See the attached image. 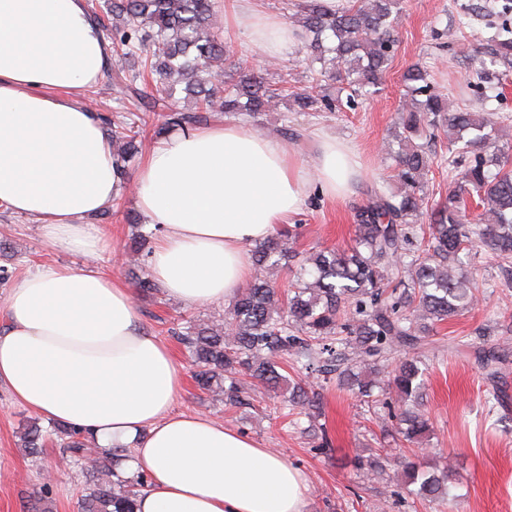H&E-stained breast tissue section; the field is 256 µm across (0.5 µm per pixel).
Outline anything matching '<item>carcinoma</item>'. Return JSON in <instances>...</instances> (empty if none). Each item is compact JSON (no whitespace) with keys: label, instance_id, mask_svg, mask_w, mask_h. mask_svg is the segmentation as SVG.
<instances>
[{"label":"carcinoma","instance_id":"1","mask_svg":"<svg viewBox=\"0 0 512 512\" xmlns=\"http://www.w3.org/2000/svg\"><path fill=\"white\" fill-rule=\"evenodd\" d=\"M214 7V0H100L93 6L118 71L127 69L133 78L154 83V95L128 86L140 111L173 98L178 84L190 99L188 107L170 105L154 128L157 137L203 125L213 112L254 121L277 99L293 102L299 112H340L344 103L352 107L379 91L401 20L400 0H350L336 11L326 9L323 0H306L295 22L308 37L311 80L297 92L284 80H267L213 31ZM489 64L512 65V29L502 28L489 62H481L480 74H494ZM326 81L336 82L339 94L347 92V101L327 94ZM402 85L395 132L383 147L398 190H367L354 211L355 245L304 255L276 236L259 242L250 249L256 268L293 273L287 296L257 274L225 310L224 328L197 323L177 333L196 366L197 384L224 395V405L250 404L242 382L248 376L280 399L281 414L290 423L298 424L293 415L300 408L310 427H316L318 396L308 392L303 379L285 374L300 364L357 393L364 404L388 411L397 421L398 440L415 444L429 431L420 410L425 338L478 301V289L460 254L483 250L512 258V145L496 135L494 114L450 108L425 64L407 67ZM141 136L136 119L125 117L113 124L112 144L122 177L126 163L139 153ZM439 143L448 164L461 172L426 213V183L441 158L435 150ZM471 205L477 211L473 219ZM425 213L428 224L423 225L419 218ZM395 354L400 358L382 386L354 371L359 364L378 374ZM477 359L487 379L495 380L502 363L499 352L482 348ZM50 442L80 465L92 484L79 499V512H136L147 478L124 480L114 471L129 449L101 448L74 427L53 423L45 428L37 419L20 435V448L31 458L41 457ZM402 469L416 498L448 500V468L436 472L407 461Z\"/></svg>","mask_w":512,"mask_h":512}]
</instances>
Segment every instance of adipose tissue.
<instances>
[{"mask_svg": "<svg viewBox=\"0 0 512 512\" xmlns=\"http://www.w3.org/2000/svg\"><path fill=\"white\" fill-rule=\"evenodd\" d=\"M226 21L263 54L297 36L282 19L231 0ZM109 48L86 0H0V206L39 222L53 248L99 257L91 219L122 185L98 114L75 90L98 82ZM352 151L323 142L310 165L239 124L174 131L133 176L136 206L159 235L155 282L190 305L229 302L251 275L249 245L272 237L311 186L346 196ZM0 383L40 417L133 451L150 486L136 512H305L307 484L284 455L203 415H175L182 367L140 325L118 278L44 265L11 286Z\"/></svg>", "mask_w": 512, "mask_h": 512, "instance_id": "ef3b65f1", "label": "adipose tissue"}]
</instances>
